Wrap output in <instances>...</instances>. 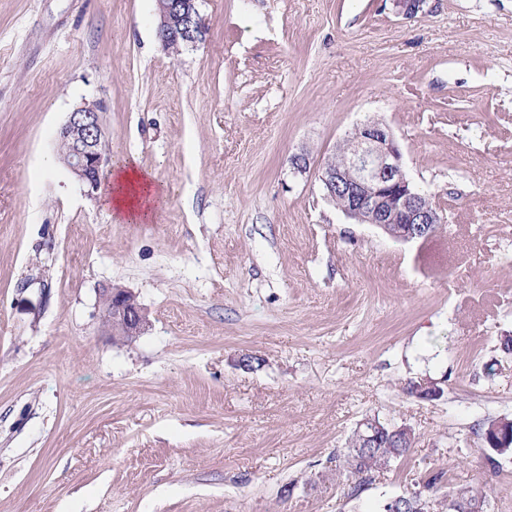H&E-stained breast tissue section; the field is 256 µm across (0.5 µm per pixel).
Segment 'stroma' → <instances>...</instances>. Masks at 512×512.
Here are the masks:
<instances>
[{"label":"stroma","instance_id":"1","mask_svg":"<svg viewBox=\"0 0 512 512\" xmlns=\"http://www.w3.org/2000/svg\"><path fill=\"white\" fill-rule=\"evenodd\" d=\"M0 0V512H381L427 470L512 512V0ZM103 101L113 162L164 186L118 221L60 160ZM448 208L404 243L347 219L319 166L361 122ZM306 153L308 169L290 159ZM148 325L113 344L101 289ZM435 400L408 394L423 379ZM409 452L358 496L336 452L367 417ZM157 35L166 49L202 42L208 27L200 15L197 0H167L160 5ZM492 422H489L488 424H483L482 427H480V436L483 441V444L489 448L488 439L490 440L493 432L494 437L492 438V444L496 445L495 448H499V452L501 455H505L512 452V424L510 421H507L505 419L497 420L494 423V426L492 427V431L490 430ZM511 424V425H510ZM488 435V439L486 438ZM490 450H493V448H489ZM507 452V453H506Z\"/></svg>","mask_w":512,"mask_h":512}]
</instances>
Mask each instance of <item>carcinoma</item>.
I'll list each match as a JSON object with an SVG mask.
<instances>
[{
    "instance_id": "1",
    "label": "carcinoma",
    "mask_w": 512,
    "mask_h": 512,
    "mask_svg": "<svg viewBox=\"0 0 512 512\" xmlns=\"http://www.w3.org/2000/svg\"><path fill=\"white\" fill-rule=\"evenodd\" d=\"M384 431L371 442L364 438L360 428H355L348 446L341 449L336 459L342 461L343 475L355 479L351 494L355 495L371 481V474L387 468L390 463L403 457L411 448L412 440L394 431V425L381 422Z\"/></svg>"
}]
</instances>
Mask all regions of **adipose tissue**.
<instances>
[{
  "label": "adipose tissue",
  "instance_id": "ef3b65f1",
  "mask_svg": "<svg viewBox=\"0 0 512 512\" xmlns=\"http://www.w3.org/2000/svg\"><path fill=\"white\" fill-rule=\"evenodd\" d=\"M162 201L163 193L150 172L132 161L113 168L104 202L118 219L146 223Z\"/></svg>",
  "mask_w": 512,
  "mask_h": 512
}]
</instances>
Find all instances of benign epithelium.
<instances>
[{
  "label": "benign epithelium",
  "instance_id": "7a95c632",
  "mask_svg": "<svg viewBox=\"0 0 512 512\" xmlns=\"http://www.w3.org/2000/svg\"><path fill=\"white\" fill-rule=\"evenodd\" d=\"M157 35L164 48L195 45L206 37L208 27L200 15L197 0H167L160 5ZM99 103H85L69 113L58 132V141L69 144L62 156L68 170L89 190L101 182L104 168L112 162L102 148L107 139ZM356 148L342 154V145L325 159L320 180L326 196L342 198V213L358 224L388 226L404 242L426 240L436 228L448 222L443 211L407 178L400 145L391 128L371 118L354 130ZM102 323L116 344L139 337L146 316L132 291L121 287L100 292ZM492 444L501 454L512 452V423L500 419L492 427Z\"/></svg>",
  "mask_w": 512,
  "mask_h": 512
}]
</instances>
